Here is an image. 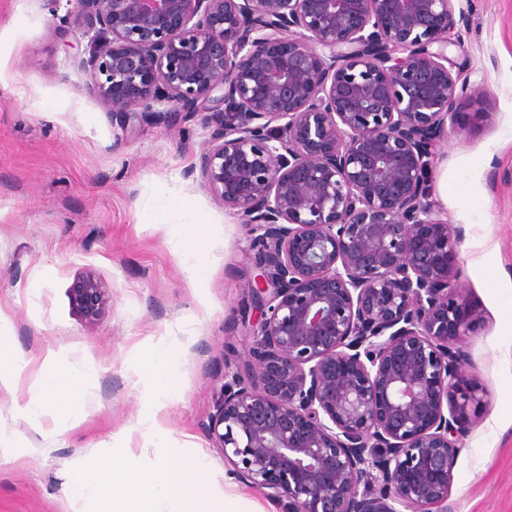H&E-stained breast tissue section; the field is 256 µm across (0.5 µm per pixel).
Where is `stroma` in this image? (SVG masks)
<instances>
[{
  "mask_svg": "<svg viewBox=\"0 0 512 512\" xmlns=\"http://www.w3.org/2000/svg\"><path fill=\"white\" fill-rule=\"evenodd\" d=\"M452 71L495 101L473 121L458 114L441 130L430 180L441 217L461 228L458 262L481 312L463 345L486 405L453 472V512H512V0H460ZM82 38L76 14L54 0H0V315L13 323L8 345L31 363L12 391H0V427L17 441L0 458V512H68L72 471L123 448L139 456V425L150 403L138 350L167 340L181 356V387L157 415L174 449L211 460L214 487L280 512L276 500L241 483L207 425L217 394L251 344L241 310L254 276L251 239L239 216L205 188L199 160L212 130L173 113L166 125L122 136L89 77L72 62ZM482 164L478 179L468 172ZM191 197L204 231L194 242L209 263L206 287L182 273L173 226L155 224L159 193ZM94 271L111 296L86 325L69 289ZM93 365L85 419L32 424L16 414L47 349Z\"/></svg>",
  "mask_w": 512,
  "mask_h": 512,
  "instance_id": "stroma-1",
  "label": "stroma"
}]
</instances>
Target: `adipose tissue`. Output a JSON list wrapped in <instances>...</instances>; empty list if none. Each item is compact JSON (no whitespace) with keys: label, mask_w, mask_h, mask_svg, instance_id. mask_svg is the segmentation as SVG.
Listing matches in <instances>:
<instances>
[{"label":"adipose tissue","mask_w":512,"mask_h":512,"mask_svg":"<svg viewBox=\"0 0 512 512\" xmlns=\"http://www.w3.org/2000/svg\"><path fill=\"white\" fill-rule=\"evenodd\" d=\"M153 221L170 224L177 230L175 249L182 255L184 273L197 285L206 287L208 267L206 262L187 244L197 234L196 210L191 197L177 199L162 196L154 210ZM93 368L87 364L64 365L54 350H47L37 380V393L21 404L20 412L33 419L51 415L65 423L81 420L85 414L84 398L90 387Z\"/></svg>","instance_id":"obj_1"}]
</instances>
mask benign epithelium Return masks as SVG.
I'll return each instance as SVG.
<instances>
[{"label": "benign epithelium", "mask_w": 512, "mask_h": 512, "mask_svg": "<svg viewBox=\"0 0 512 512\" xmlns=\"http://www.w3.org/2000/svg\"><path fill=\"white\" fill-rule=\"evenodd\" d=\"M66 2L112 124L202 116L201 178L255 233L252 344L208 422L224 461L280 512H449L481 313L429 174L445 119L495 106L448 68L456 0ZM69 296L89 326L111 303L90 270Z\"/></svg>", "instance_id": "benign-epithelium-1"}]
</instances>
